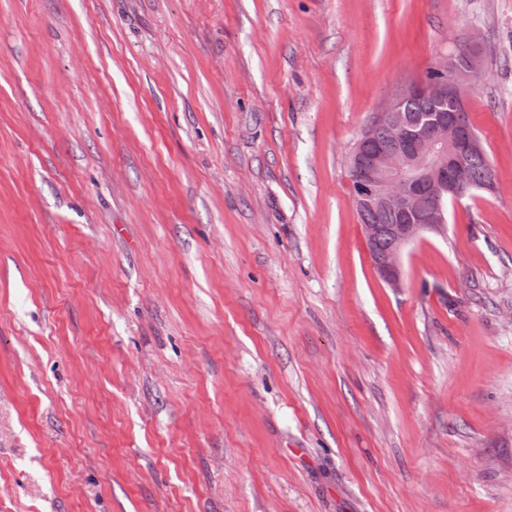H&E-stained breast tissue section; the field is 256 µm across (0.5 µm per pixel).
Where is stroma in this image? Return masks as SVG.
<instances>
[{"instance_id":"stroma-1","label":"stroma","mask_w":512,"mask_h":512,"mask_svg":"<svg viewBox=\"0 0 512 512\" xmlns=\"http://www.w3.org/2000/svg\"><path fill=\"white\" fill-rule=\"evenodd\" d=\"M471 33L396 290L350 154ZM0 512H512V0H0Z\"/></svg>"}]
</instances>
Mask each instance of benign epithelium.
I'll use <instances>...</instances> for the list:
<instances>
[{
	"label": "benign epithelium",
	"instance_id": "1",
	"mask_svg": "<svg viewBox=\"0 0 512 512\" xmlns=\"http://www.w3.org/2000/svg\"><path fill=\"white\" fill-rule=\"evenodd\" d=\"M467 48L464 65L446 62L441 66L443 78L410 85L373 113L351 153L356 209L403 217L402 223L386 228L389 245L369 252L376 271L392 288L402 286L405 247L425 233L442 232L447 224L442 202L456 203L471 189L464 177L466 161L482 152L474 134L446 112H433L414 123L401 111L403 101L412 96L463 108L465 90L485 74L479 42L470 39ZM380 130L390 134L389 143L379 141ZM421 196L433 198L436 206L419 209Z\"/></svg>",
	"mask_w": 512,
	"mask_h": 512
}]
</instances>
